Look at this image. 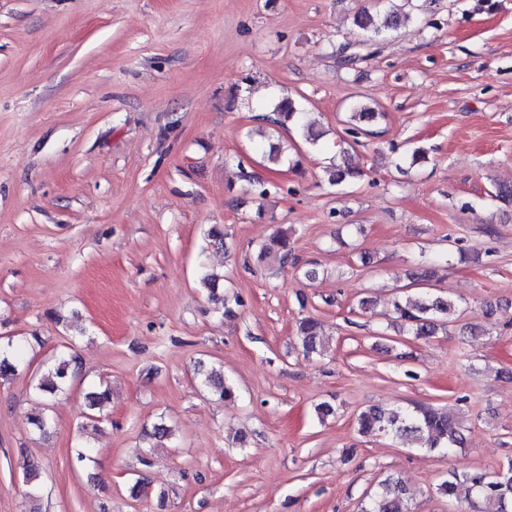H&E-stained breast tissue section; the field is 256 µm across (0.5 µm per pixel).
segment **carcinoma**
<instances>
[{
  "label": "carcinoma",
  "mask_w": 512,
  "mask_h": 512,
  "mask_svg": "<svg viewBox=\"0 0 512 512\" xmlns=\"http://www.w3.org/2000/svg\"><path fill=\"white\" fill-rule=\"evenodd\" d=\"M422 9L415 0H369V4L355 16L354 23L372 40L389 29L411 18L406 7ZM378 113L370 107L355 103L349 107L348 127L345 133L356 139L368 134L367 126L376 120ZM264 122L271 130L288 129L294 126L306 143L318 146L319 135L312 125L306 124V112L295 101L284 97L272 106V115ZM328 182L340 185L346 181L358 180L363 172L349 164H333L328 167ZM261 253L275 257L280 264H296L292 253L290 235L280 230L262 246ZM433 278L430 266L422 264L412 273L413 283L423 286L414 295L400 296L392 303L396 320L406 328L409 335L417 339L436 336L448 320L458 311V304L431 294L424 285ZM321 323L312 317L301 319L297 327V338L307 355H322L320 339ZM19 353L12 342L0 345V379H7L17 372ZM80 367L74 355L61 357L46 372L32 378V388L43 399L63 390L73 373ZM201 383L219 398L233 401L237 397L235 387L224 379L219 371L199 369ZM358 430L366 435L384 436L394 442L409 441L417 449L432 452L450 453L453 448L463 445L462 424L449 413L430 405H416L412 408L397 407L386 409L372 406L357 416ZM439 495L450 500L465 502L476 512H512V460L493 471L474 469L458 472L448 469L436 487ZM407 489L398 481L387 478L379 482L377 488L366 496L360 504L359 512H408Z\"/></svg>",
  "instance_id": "cac0c4a2"
}]
</instances>
